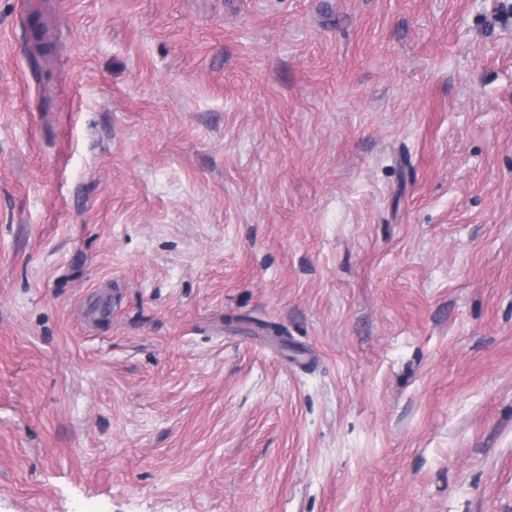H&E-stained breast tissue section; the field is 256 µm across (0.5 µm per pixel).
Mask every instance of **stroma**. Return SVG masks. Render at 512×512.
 <instances>
[{"label": "stroma", "instance_id": "stroma-1", "mask_svg": "<svg viewBox=\"0 0 512 512\" xmlns=\"http://www.w3.org/2000/svg\"><path fill=\"white\" fill-rule=\"evenodd\" d=\"M0 512H512V0H0ZM29 28L32 34L35 49V53H30V64L33 72L37 74L41 69L39 58L48 55L52 51L53 44L51 42L45 41L46 29L43 23L40 21V17L38 15L30 16Z\"/></svg>", "mask_w": 512, "mask_h": 512}]
</instances>
